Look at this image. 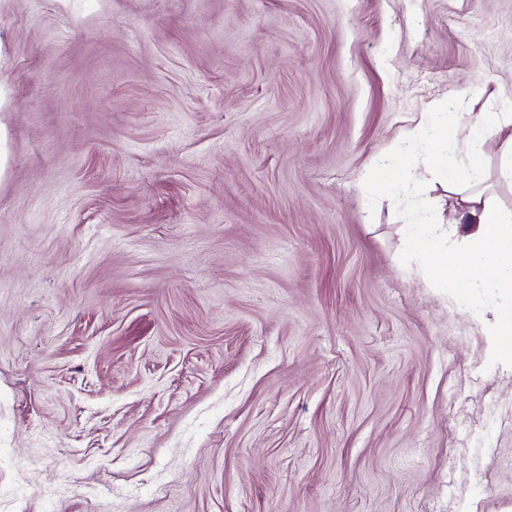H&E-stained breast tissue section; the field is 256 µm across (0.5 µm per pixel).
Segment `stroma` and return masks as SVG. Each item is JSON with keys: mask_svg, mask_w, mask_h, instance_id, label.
Returning a JSON list of instances; mask_svg holds the SVG:
<instances>
[{"mask_svg": "<svg viewBox=\"0 0 512 512\" xmlns=\"http://www.w3.org/2000/svg\"><path fill=\"white\" fill-rule=\"evenodd\" d=\"M512 0H0V512H512V364L436 288L435 108Z\"/></svg>", "mask_w": 512, "mask_h": 512, "instance_id": "obj_1", "label": "stroma"}]
</instances>
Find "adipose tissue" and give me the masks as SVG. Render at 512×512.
<instances>
[{
  "mask_svg": "<svg viewBox=\"0 0 512 512\" xmlns=\"http://www.w3.org/2000/svg\"><path fill=\"white\" fill-rule=\"evenodd\" d=\"M492 135L505 139L502 174L511 179V112L483 110L466 117L458 112H430L411 133L432 171L447 173L449 155L465 160L464 177L452 187L459 198V221L471 227L465 247L449 248L448 229L441 224L410 226L406 243L427 264L435 285L466 296L474 311L483 307L481 289L512 297V210H504L486 190L473 186L486 169V157L478 145Z\"/></svg>",
  "mask_w": 512,
  "mask_h": 512,
  "instance_id": "obj_1",
  "label": "adipose tissue"
}]
</instances>
